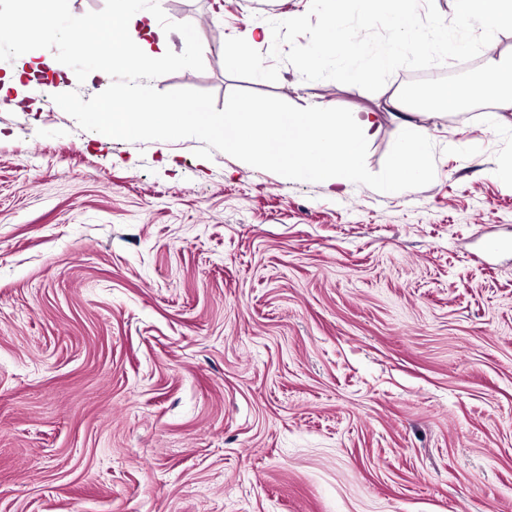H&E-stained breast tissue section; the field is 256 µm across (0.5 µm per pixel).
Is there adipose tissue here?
<instances>
[{"label":"adipose tissue","mask_w":512,"mask_h":512,"mask_svg":"<svg viewBox=\"0 0 512 512\" xmlns=\"http://www.w3.org/2000/svg\"><path fill=\"white\" fill-rule=\"evenodd\" d=\"M42 9L34 16L22 17L8 31L0 30V44L11 46L18 60L17 71L0 79V86L18 84L33 64L36 54L28 32L43 31L54 19L57 0H41ZM129 0H113L108 16L98 20L103 38L89 50L97 62L122 66L133 77L132 92L141 106L129 110L124 94L105 99L86 113V121L106 139L137 138L151 130L191 128L204 136L232 131L224 147L231 152L250 155L263 164L279 166L289 177L317 179L342 187L364 178L362 156L366 144L377 133L376 118L370 112L349 116L314 107L300 112H246L224 114L206 111L200 104L179 101L156 102L150 95L148 77L170 48L166 31L158 29L150 14L132 10ZM454 15L467 28L480 31L489 51L487 63L494 78L485 87V96L493 102L512 106V55L497 52L495 38L500 31L512 30V0H449ZM432 161L422 134L403 122L390 164L381 186L394 191L428 177Z\"/></svg>","instance_id":"1"}]
</instances>
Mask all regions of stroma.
<instances>
[{"mask_svg":"<svg viewBox=\"0 0 512 512\" xmlns=\"http://www.w3.org/2000/svg\"><path fill=\"white\" fill-rule=\"evenodd\" d=\"M170 35L157 101L373 112L337 192L187 129L106 140L111 0H61L44 74L0 96V512H512V107L236 77L224 42L310 0H130ZM409 120L431 176L380 181Z\"/></svg>","mask_w":512,"mask_h":512,"instance_id":"1","label":"stroma"}]
</instances>
